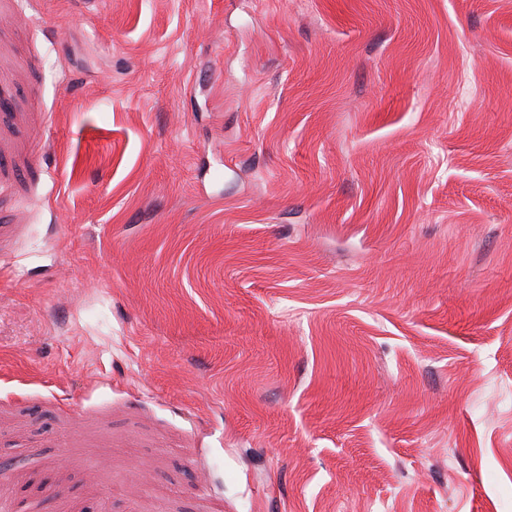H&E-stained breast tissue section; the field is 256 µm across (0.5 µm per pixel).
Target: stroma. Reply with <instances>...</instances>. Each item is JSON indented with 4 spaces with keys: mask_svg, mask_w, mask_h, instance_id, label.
<instances>
[{
    "mask_svg": "<svg viewBox=\"0 0 512 512\" xmlns=\"http://www.w3.org/2000/svg\"><path fill=\"white\" fill-rule=\"evenodd\" d=\"M0 99V512H512V0H0Z\"/></svg>",
    "mask_w": 512,
    "mask_h": 512,
    "instance_id": "stroma-1",
    "label": "stroma"
}]
</instances>
